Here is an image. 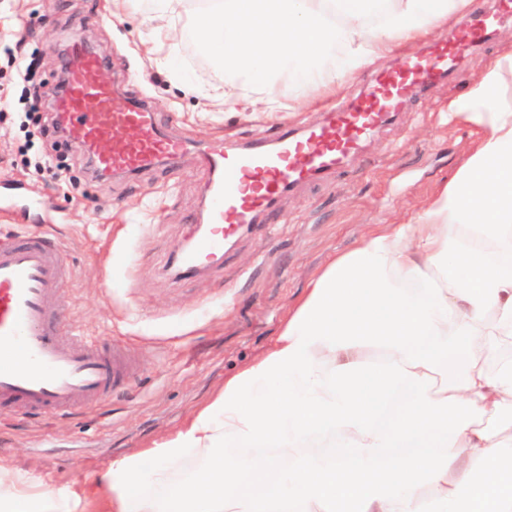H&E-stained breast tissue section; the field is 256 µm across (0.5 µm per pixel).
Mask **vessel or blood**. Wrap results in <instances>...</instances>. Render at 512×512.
I'll return each mask as SVG.
<instances>
[{"label":"vessel or blood","mask_w":512,"mask_h":512,"mask_svg":"<svg viewBox=\"0 0 512 512\" xmlns=\"http://www.w3.org/2000/svg\"><path fill=\"white\" fill-rule=\"evenodd\" d=\"M512 0L453 27L427 51L404 56L319 126H282L266 143L239 146L210 140L199 157L209 174L207 227L194 231L179 255L185 272L220 260L224 240L255 223L297 186L327 176L348 162L402 105L435 82L452 77L455 63L487 41ZM110 59L73 36L68 89L57 102L77 145L109 172L134 174L159 161L177 164L182 141L162 127L146 102L117 94L104 80ZM62 252L17 234L0 236V416L40 411L71 414L98 402L133 371L128 346L82 336L64 321Z\"/></svg>","instance_id":"vessel-or-blood-1"}]
</instances>
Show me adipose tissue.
<instances>
[{
    "instance_id": "1",
    "label": "adipose tissue",
    "mask_w": 512,
    "mask_h": 512,
    "mask_svg": "<svg viewBox=\"0 0 512 512\" xmlns=\"http://www.w3.org/2000/svg\"><path fill=\"white\" fill-rule=\"evenodd\" d=\"M471 4L207 0L195 25L225 104L248 82L272 113L276 82L321 96ZM509 73L507 53L449 101L480 128L453 179L334 257L180 429L65 487L0 462V512H512Z\"/></svg>"
}]
</instances>
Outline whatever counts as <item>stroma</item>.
I'll list each match as a JSON object with an SVG mask.
<instances>
[{
    "label": "stroma",
    "mask_w": 512,
    "mask_h": 512,
    "mask_svg": "<svg viewBox=\"0 0 512 512\" xmlns=\"http://www.w3.org/2000/svg\"><path fill=\"white\" fill-rule=\"evenodd\" d=\"M198 0H187L173 35L156 46L155 23L113 0H0V192L15 191L0 211V234L20 232L61 248L70 275L64 313L87 336L136 350L132 380L69 418L19 412L0 420V461L36 479L67 483L174 433L277 336L313 276L370 230L419 211L450 182L478 128L452 122L451 97L467 91L485 64L512 53V21L468 58L452 80L428 87L365 142L349 164L284 196L256 224L224 244L222 260L190 278L167 272L206 203L198 151L210 139L267 141L284 124L307 128L395 66L390 54L360 70L325 100L297 87L282 91L291 109L266 114L216 108L208 91L224 70L187 42ZM80 33L126 71L127 96L152 102L188 152L176 166L158 163L135 175L95 176L89 156L58 135L26 147L17 108L21 87L13 56L42 59L43 124H51L59 54Z\"/></svg>",
    "instance_id": "1"
}]
</instances>
